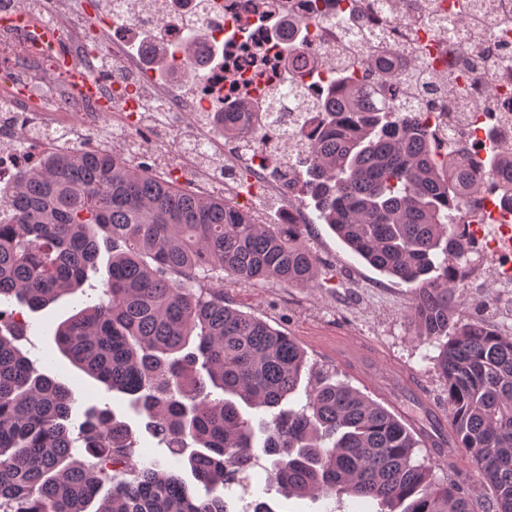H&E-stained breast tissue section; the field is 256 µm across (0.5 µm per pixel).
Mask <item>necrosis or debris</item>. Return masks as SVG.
Wrapping results in <instances>:
<instances>
[{"label":"necrosis or debris","mask_w":512,"mask_h":512,"mask_svg":"<svg viewBox=\"0 0 512 512\" xmlns=\"http://www.w3.org/2000/svg\"><path fill=\"white\" fill-rule=\"evenodd\" d=\"M479 22L467 36L456 26L457 0H424L422 6L391 14L387 0H322L315 23L309 26V44L316 51L341 46L360 51L366 36L381 47H394L404 59L420 63L424 71H441L454 95L438 102L425 114V123L437 131L441 146L455 149L467 141L476 154L512 149V0H478ZM89 0L69 8L66 0H31L27 13L31 33L0 25V98L9 102L0 113V183L13 173L35 164L47 141L37 129L78 125L92 130L83 140L86 149L107 150L113 134L125 138L130 157H139L147 145H155L159 173H182L191 168L195 177L188 187L200 195L224 192L240 195L243 186L274 191L269 176L267 149L249 151L225 142L221 130L198 133L192 148L178 151L177 142L187 133L191 114L220 111L224 101L255 97L272 91L291 153L304 142L292 119L298 106L286 92L288 68L276 47L277 31L272 14L305 16L308 0H215L212 9L200 12L194 0H160L158 9L130 15L127 0H110L94 28L74 24L72 11L89 12ZM193 16L197 28L206 30L221 50L218 66H206L197 77L177 75L158 81L141 57L127 56L130 43L141 28L165 19L179 26ZM58 30L66 48L99 83L96 97L72 93L67 72L53 44L37 35L40 28ZM53 79L51 93H44L46 79ZM493 102L495 116L484 110ZM470 238L495 269L497 284L512 290V226L498 224L484 215L470 217Z\"/></svg>","instance_id":"1"}]
</instances>
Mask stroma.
Here are the masks:
<instances>
[{
  "label": "stroma",
  "instance_id": "obj_1",
  "mask_svg": "<svg viewBox=\"0 0 512 512\" xmlns=\"http://www.w3.org/2000/svg\"><path fill=\"white\" fill-rule=\"evenodd\" d=\"M306 244L320 259L318 284L312 288L291 287L277 282H262L248 288L229 289L226 298L236 308L259 317L272 327L293 337L303 348L309 366L314 369L313 381L333 378L348 383L385 406L403 401L415 408L413 396L403 392L390 393L382 380L392 368L400 367L419 378L425 397L439 413H446L448 404L443 380L438 374L436 359L439 343L417 334L411 316L416 287L399 279L380 274L347 248L325 224H307L302 228ZM108 254H101L98 269L89 273L76 293L67 295L38 312L24 311L27 339L22 346L38 369L65 385L74 404L72 425H79L87 408L108 406L133 432L135 457L155 462L160 469L178 472L197 497L206 491L189 468L158 448L144 428L143 420L128 406L127 399L75 368L63 357L55 344L57 325L81 308L96 302L106 280ZM498 291L492 279L482 285L467 287L456 302L462 318L477 317L497 331L512 336V310L481 308L480 300H494ZM348 337L362 341L380 352L376 370L371 375L350 371L336 358L334 340ZM268 459H261L250 471L251 491L240 487L226 491L231 512H249L253 496L265 492L273 512H329L333 501L297 499L278 490L269 482ZM434 472L440 479H450L470 496L475 512H484L492 492L482 481L467 456H450L436 463Z\"/></svg>",
  "mask_w": 512,
  "mask_h": 512
}]
</instances>
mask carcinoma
I'll return each instance as SVG.
<instances>
[{
  "instance_id": "obj_1",
  "label": "carcinoma",
  "mask_w": 512,
  "mask_h": 512,
  "mask_svg": "<svg viewBox=\"0 0 512 512\" xmlns=\"http://www.w3.org/2000/svg\"><path fill=\"white\" fill-rule=\"evenodd\" d=\"M288 24L289 60L307 25ZM160 20L141 49L166 46L181 63L184 41ZM296 65L288 92L305 110L300 191L312 223L327 224L377 270L418 286V335L445 338L438 370L448 400V447L463 448L512 512V337L453 309L473 247L453 211L477 169L440 150L420 112L399 97L431 87L386 52ZM254 99L224 104L212 121L245 148L273 140ZM0 512H229L218 488L249 492V470L272 459L270 478L288 496L374 501L376 512H474L467 493L416 459L420 442L383 405L342 382H321L289 404L307 367L294 338L227 303L226 288L276 280L312 288L318 258L298 224L261 223L222 195L188 192L122 147L88 153L50 148L0 188ZM110 254L99 301L58 324L59 352L148 419L157 444L206 487L198 499L175 472L132 458L129 426L90 408L72 430L70 395L23 351L14 305L38 311L78 290ZM219 390L223 396H214ZM262 409L257 435L238 403ZM197 448L187 451L189 443ZM85 449L87 459L75 457ZM110 493L96 502L103 482Z\"/></svg>"
}]
</instances>
